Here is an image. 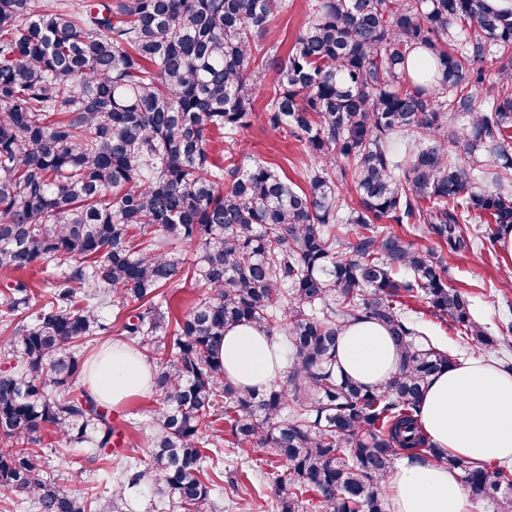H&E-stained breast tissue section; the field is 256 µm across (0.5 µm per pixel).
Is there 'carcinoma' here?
<instances>
[{"label": "carcinoma", "mask_w": 512, "mask_h": 512, "mask_svg": "<svg viewBox=\"0 0 512 512\" xmlns=\"http://www.w3.org/2000/svg\"><path fill=\"white\" fill-rule=\"evenodd\" d=\"M282 0H0V491L37 512H112L151 474L180 512H223L207 426L224 399L228 443L269 448L280 512H388L401 457L458 471L512 512V469L436 448L419 413L453 359L408 320L422 296L461 337L496 344L448 287L460 224L512 231V3L315 0L289 47L261 50ZM495 66L486 70L488 57ZM270 79L268 88L262 87ZM267 125L301 142L306 187L237 131L261 90ZM468 119L466 134L451 129ZM225 136L214 161L212 133ZM457 147L448 153V144ZM493 188L475 186L481 158ZM382 224H419L418 247ZM39 268L41 294L21 279ZM93 282L96 292H84ZM203 294L182 313L166 288ZM136 302L122 335L155 367L149 468L94 500L47 477L41 433L105 460L122 431L82 377L101 310ZM385 327L401 352L376 388L338 366L342 329ZM256 327L284 366L261 388L224 374L226 328Z\"/></svg>", "instance_id": "carcinoma-1"}]
</instances>
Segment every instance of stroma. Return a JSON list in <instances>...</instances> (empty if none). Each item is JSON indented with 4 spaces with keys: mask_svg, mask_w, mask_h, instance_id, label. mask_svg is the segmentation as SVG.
I'll use <instances>...</instances> for the list:
<instances>
[{
    "mask_svg": "<svg viewBox=\"0 0 512 512\" xmlns=\"http://www.w3.org/2000/svg\"><path fill=\"white\" fill-rule=\"evenodd\" d=\"M314 0H283V7L276 15L263 44L278 43L289 45L303 26L311 11ZM264 99H257L248 125L239 133L246 152L266 159L280 167L295 185H302L301 169L308 157L301 146L289 134L275 132L265 123ZM448 266L449 287L462 291L470 303L474 316L487 328L498 344L491 349H477L465 344L456 330L430 313L426 301L412 302L408 308L409 320L416 324L440 348L447 350L455 358L481 357L495 363H512V344L503 343L502 330L512 323V288L505 287L507 274H512V255L502 249L488 251L486 246L472 243L459 251H445ZM156 406L152 392H145L129 398L122 406L113 408L112 416L121 423L125 434L124 454L113 457L108 466L112 481L123 480L125 468L130 458L141 457L146 449V439L135 429V422L145 420L149 411ZM43 452L49 463V472L60 484L87 494H102L104 486L100 481L99 462L94 461V448L91 445L66 448L58 444L54 433L44 435ZM269 449L252 452L250 460L243 461L232 456H224V471L233 472L237 479L236 492L221 495L224 512H243L246 502L259 498H271L272 477L269 473ZM79 463L84 471L80 478H72L71 465Z\"/></svg>",
    "mask_w": 512,
    "mask_h": 512,
    "instance_id": "1",
    "label": "stroma"
}]
</instances>
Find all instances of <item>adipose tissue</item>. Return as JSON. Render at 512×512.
<instances>
[{"mask_svg":"<svg viewBox=\"0 0 512 512\" xmlns=\"http://www.w3.org/2000/svg\"><path fill=\"white\" fill-rule=\"evenodd\" d=\"M224 372L243 389L268 385L275 359L256 328L230 327L221 346ZM337 359L349 377L375 387L400 366V353L381 325L360 321L342 331ZM153 371L140 355L107 347L87 373L102 402L118 406L148 391ZM421 424L442 451L475 463L512 464V373L478 358L458 361L429 381L421 404ZM391 512H473L474 503L456 471L439 462L402 460L386 482Z\"/></svg>","mask_w":512,"mask_h":512,"instance_id":"obj_1","label":"adipose tissue"}]
</instances>
